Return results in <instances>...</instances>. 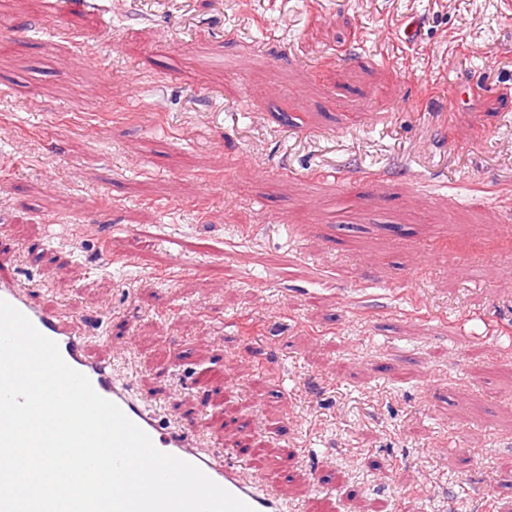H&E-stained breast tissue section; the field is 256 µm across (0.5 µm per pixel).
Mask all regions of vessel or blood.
<instances>
[{"mask_svg": "<svg viewBox=\"0 0 512 512\" xmlns=\"http://www.w3.org/2000/svg\"><path fill=\"white\" fill-rule=\"evenodd\" d=\"M0 300L16 307L40 333L55 341L65 362L86 375L100 396L117 404L150 436L159 451L195 464L217 484L249 504L254 512H288V502L279 495L275 483L248 473L242 464L228 465L221 456L200 451L196 432L162 421L156 412V402L145 400L122 382L114 374L111 361L89 355V336L83 317L63 309L45 308L28 286L1 273Z\"/></svg>", "mask_w": 512, "mask_h": 512, "instance_id": "1", "label": "vessel or blood"}]
</instances>
